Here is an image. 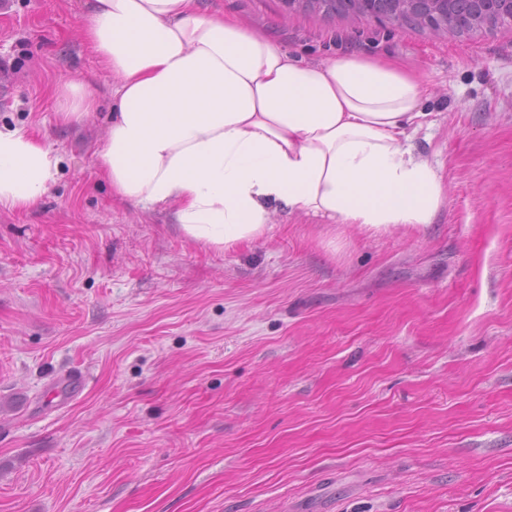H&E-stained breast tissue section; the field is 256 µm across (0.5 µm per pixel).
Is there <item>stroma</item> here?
I'll return each instance as SVG.
<instances>
[{"label": "stroma", "instance_id": "1", "mask_svg": "<svg viewBox=\"0 0 512 512\" xmlns=\"http://www.w3.org/2000/svg\"><path fill=\"white\" fill-rule=\"evenodd\" d=\"M306 58L421 72L446 204L374 234L280 217L219 253L113 197L85 0H0V127L61 159L0 209V512H512V25L458 37L203 0ZM98 99L67 124L70 83Z\"/></svg>", "mask_w": 512, "mask_h": 512}]
</instances>
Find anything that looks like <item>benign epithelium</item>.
<instances>
[{
  "label": "benign epithelium",
  "mask_w": 512,
  "mask_h": 512,
  "mask_svg": "<svg viewBox=\"0 0 512 512\" xmlns=\"http://www.w3.org/2000/svg\"><path fill=\"white\" fill-rule=\"evenodd\" d=\"M469 13L457 14L459 0H357L356 16L377 21L389 16L396 6L419 15L420 26L436 35L494 30L512 22V0H466Z\"/></svg>",
  "instance_id": "obj_1"
}]
</instances>
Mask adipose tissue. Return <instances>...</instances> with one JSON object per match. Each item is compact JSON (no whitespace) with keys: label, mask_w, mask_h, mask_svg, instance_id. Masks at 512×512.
<instances>
[{"label":"adipose tissue","mask_w":512,"mask_h":512,"mask_svg":"<svg viewBox=\"0 0 512 512\" xmlns=\"http://www.w3.org/2000/svg\"><path fill=\"white\" fill-rule=\"evenodd\" d=\"M81 30L111 71L98 153L115 197L170 211L219 250L263 237L276 214L387 231L432 223L446 204L413 133L422 76L389 57L314 61L201 0H88ZM60 158L0 128V208L28 210Z\"/></svg>","instance_id":"1"}]
</instances>
